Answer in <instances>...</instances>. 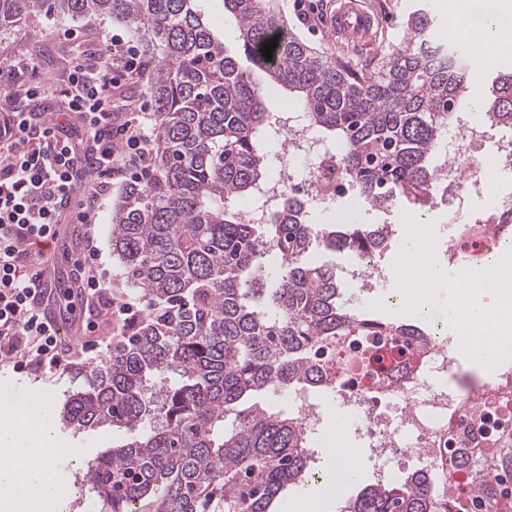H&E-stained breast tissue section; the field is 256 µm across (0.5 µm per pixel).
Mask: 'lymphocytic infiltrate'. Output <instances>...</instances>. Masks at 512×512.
Masks as SVG:
<instances>
[{
  "instance_id": "1",
  "label": "lymphocytic infiltrate",
  "mask_w": 512,
  "mask_h": 512,
  "mask_svg": "<svg viewBox=\"0 0 512 512\" xmlns=\"http://www.w3.org/2000/svg\"><path fill=\"white\" fill-rule=\"evenodd\" d=\"M31 64H11L13 109L0 121V363L18 373L43 375L72 362L70 347L38 305L46 281L32 247L57 240L66 208L82 231L83 257L72 274L83 306L82 353L99 337L135 316L134 298L112 291L98 244V223L112 179H146L151 138L135 116L132 100L115 89L143 77L137 47L104 33L100 54L77 55L67 79L63 112H35L49 95L32 83Z\"/></svg>"
}]
</instances>
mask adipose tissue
I'll return each mask as SVG.
<instances>
[{
	"label": "adipose tissue",
	"mask_w": 512,
	"mask_h": 512,
	"mask_svg": "<svg viewBox=\"0 0 512 512\" xmlns=\"http://www.w3.org/2000/svg\"><path fill=\"white\" fill-rule=\"evenodd\" d=\"M449 33L463 47L478 46L483 68L495 66L512 49V0H451ZM424 261L415 278H407L406 258L392 272L399 283L398 299L417 313L427 311L430 297L447 291L454 320L465 321L470 336L461 350L470 364L492 367L512 349V267L495 261L482 268L478 282L464 285L460 275L440 261L430 242L420 245ZM45 422L32 419L25 408L0 396V512H44L46 503L63 490L48 475L55 458L64 455ZM327 486L343 492L353 467L356 449L345 443L326 448Z\"/></svg>",
	"instance_id": "obj_1"
}]
</instances>
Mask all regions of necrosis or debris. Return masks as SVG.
<instances>
[{
    "label": "necrosis or debris",
    "mask_w": 512,
    "mask_h": 512,
    "mask_svg": "<svg viewBox=\"0 0 512 512\" xmlns=\"http://www.w3.org/2000/svg\"><path fill=\"white\" fill-rule=\"evenodd\" d=\"M440 179L444 195L451 201L462 198L468 190L490 194L496 209L512 200L506 192L488 190L478 165L467 170L461 162L444 161ZM500 237L496 224L485 225L478 232L470 225L457 224L446 243L447 251H466L486 259L498 247ZM347 279L351 296L370 299L381 297L387 274L375 258L366 256L348 270ZM385 345L400 357L388 377L383 398H376L370 371L357 360L337 378L331 398L335 407L364 423L368 447L383 476H390L393 467L412 460L430 467L446 458L457 446V433L473 423L472 406L478 398L493 394L512 401L511 383H490L468 392L441 385V378L456 368V353L449 350L445 337L431 336L420 356L404 336L388 337Z\"/></svg>",
    "instance_id": "obj_1"
}]
</instances>
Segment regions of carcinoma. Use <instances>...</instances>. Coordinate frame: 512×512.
I'll list each match as a JSON object with an SVG mask.
<instances>
[{"mask_svg": "<svg viewBox=\"0 0 512 512\" xmlns=\"http://www.w3.org/2000/svg\"><path fill=\"white\" fill-rule=\"evenodd\" d=\"M42 11L125 24L140 42L156 106L149 179L126 184L110 217L112 255L149 310L122 326L124 344L61 410L75 430L127 435L89 466L88 491L100 512H271L284 490L312 477L309 432L289 414L241 402L263 391L330 389L365 336L424 335L349 309L335 268L304 261L320 244L379 253L386 229L321 231L290 194L265 234L229 209L265 181L258 138L269 113L199 0H0V29ZM224 14L251 65L341 144L323 164L327 194L349 181L373 208L431 209L436 149L463 109L469 66L459 47L431 34L429 13L412 12L404 39L366 68L285 36L270 0H224ZM275 37L268 60L261 49ZM482 109L491 125L512 129V70L497 72ZM272 252L275 271L265 262ZM324 350L332 363L319 360ZM360 361L383 379L386 352L366 344ZM475 439L463 431L448 470L366 484L339 512H512V425H493L482 448L471 447Z\"/></svg>", "mask_w": 512, "mask_h": 512, "instance_id": "1", "label": "carcinoma"}]
</instances>
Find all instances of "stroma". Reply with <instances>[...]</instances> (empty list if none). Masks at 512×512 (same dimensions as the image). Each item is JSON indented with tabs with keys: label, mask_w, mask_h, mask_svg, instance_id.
Here are the masks:
<instances>
[{
	"label": "stroma",
	"mask_w": 512,
	"mask_h": 512,
	"mask_svg": "<svg viewBox=\"0 0 512 512\" xmlns=\"http://www.w3.org/2000/svg\"><path fill=\"white\" fill-rule=\"evenodd\" d=\"M277 7L288 19L289 30L311 46L324 50L329 55L343 58L354 64L369 60L366 51L350 49L330 40L326 36V17L335 7V0H274ZM381 22L374 32L375 42L398 41L405 34L404 21L415 5V0H372ZM65 28L77 30L78 44L64 40L61 31ZM126 33L124 24L109 18L75 21L69 18L55 17L46 13H34L17 26L0 32V63L9 64L19 59L34 61L36 69L30 72L29 79L50 86L51 96L39 102L42 112H62L67 108L61 95L67 83L68 73L73 65L77 50L91 53L101 49V35L104 31ZM414 209L397 205L386 210L370 208L360 202L356 196L347 195L333 203L313 204L309 207V217L318 228L329 229L338 224H374L387 226L389 247L381 252L378 259L382 266L391 267L398 257L406 252L409 238L404 231L408 219L416 217ZM82 242L78 225H68L63 238L44 248L45 266L55 268L58 280H66L74 264L82 257ZM386 297L378 303H363V310L395 321L422 326L428 331H439L444 336L454 334L451 320L447 317L448 299L440 295L433 299L431 310L425 317L413 315L407 308L392 301V285H385ZM96 363L82 354H75L71 368L64 373L39 377L16 373L12 369L0 366V393L21 400L28 410L37 412L43 403H50L51 417H58L63 402L73 391L84 383L86 371L95 368ZM53 434L59 442L75 448L72 456L57 458L50 476L65 491L64 497L57 503L55 512H98L94 498L82 488L80 479L89 461L110 448L112 443L124 440L120 431L108 428L74 432L54 425Z\"/></svg>",
	"instance_id": "35a3bbf8"
}]
</instances>
